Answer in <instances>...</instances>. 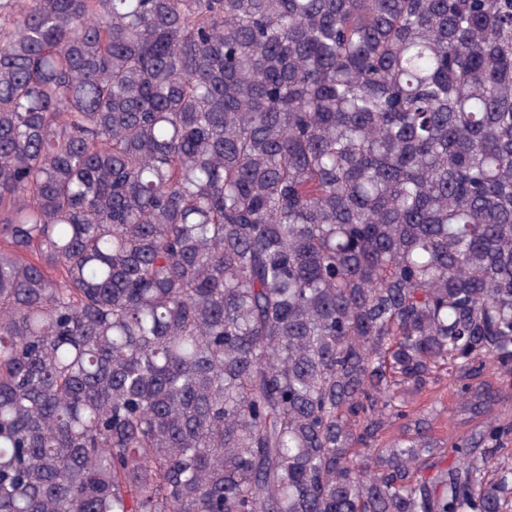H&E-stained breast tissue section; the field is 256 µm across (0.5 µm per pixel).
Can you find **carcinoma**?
<instances>
[{
  "label": "carcinoma",
  "mask_w": 512,
  "mask_h": 512,
  "mask_svg": "<svg viewBox=\"0 0 512 512\" xmlns=\"http://www.w3.org/2000/svg\"><path fill=\"white\" fill-rule=\"evenodd\" d=\"M0 512H512V0H0Z\"/></svg>",
  "instance_id": "carcinoma-1"
}]
</instances>
